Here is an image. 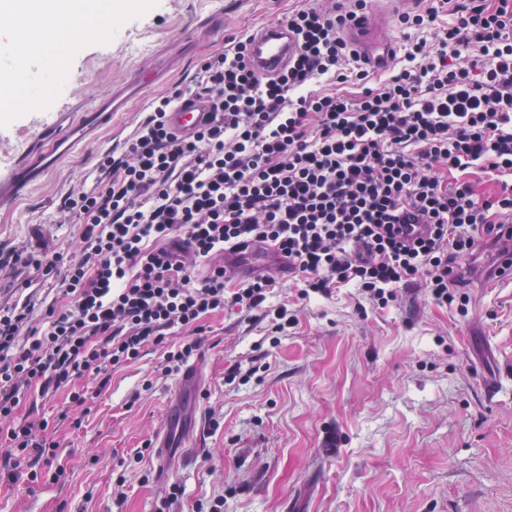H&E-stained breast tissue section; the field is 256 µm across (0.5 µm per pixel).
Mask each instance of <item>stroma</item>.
<instances>
[{
	"instance_id": "stroma-1",
	"label": "stroma",
	"mask_w": 512,
	"mask_h": 512,
	"mask_svg": "<svg viewBox=\"0 0 512 512\" xmlns=\"http://www.w3.org/2000/svg\"><path fill=\"white\" fill-rule=\"evenodd\" d=\"M318 0H158L106 44L74 57L57 109L69 112L161 58L171 64L150 98L191 86L220 51L212 35L249 33ZM146 106L134 105L43 184L0 208V241L40 253L66 247L78 225L53 221L55 206L94 179L100 158L121 153ZM43 120L28 112L0 128V175ZM468 313L431 303L424 288L400 290L388 308H360L338 293L308 301L289 284L269 304L289 303L299 322L272 335L257 312L207 317L196 336L202 382L184 403L183 448L135 455L165 425L176 378L149 347L112 368L106 390L81 415L67 391L32 396L23 413L47 422L59 444L42 478L27 462L0 481V512H512V279L483 264L459 271ZM239 377H231V368ZM499 388L488 393V381ZM219 428H212V421ZM66 471L63 482L48 474ZM184 494L165 505L171 481Z\"/></svg>"
}]
</instances>
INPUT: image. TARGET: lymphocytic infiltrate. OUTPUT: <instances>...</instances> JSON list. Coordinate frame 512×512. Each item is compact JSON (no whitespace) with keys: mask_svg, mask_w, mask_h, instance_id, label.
I'll use <instances>...</instances> for the list:
<instances>
[{"mask_svg":"<svg viewBox=\"0 0 512 512\" xmlns=\"http://www.w3.org/2000/svg\"><path fill=\"white\" fill-rule=\"evenodd\" d=\"M365 7L289 13L300 48L275 80L248 69L247 35L225 38L195 77L214 124L178 139L165 124L177 95L152 101L121 156L104 155L92 187L59 206L57 223L80 227L67 248L0 244V287L27 290L0 308V440L15 455L57 452L46 423L19 414L31 394L65 388L86 405L109 367L149 345L177 372L227 306L261 311L275 333L296 323L287 305L267 306L272 277L234 280L221 252L273 244L300 299L352 287L379 310L417 283L466 313L458 270L482 252L492 276L512 274V0H429L399 15L401 59L375 82L339 34ZM323 79L362 90H315ZM27 268L61 277L67 305L30 293Z\"/></svg>","mask_w":512,"mask_h":512,"instance_id":"f902f5d3","label":"lymphocytic infiltrate"}]
</instances>
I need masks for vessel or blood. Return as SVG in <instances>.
Returning <instances> with one entry per match:
<instances>
[{
    "label": "vessel or blood",
    "mask_w": 512,
    "mask_h": 512,
    "mask_svg": "<svg viewBox=\"0 0 512 512\" xmlns=\"http://www.w3.org/2000/svg\"><path fill=\"white\" fill-rule=\"evenodd\" d=\"M368 10L346 20L341 29L344 40L357 53L360 62L370 71L390 68L393 59V41L388 35L395 13L412 7L417 0H370ZM298 52L295 36L284 24L268 23L249 36L248 63L260 78L281 75ZM153 71L140 70L127 81L113 86L111 92L85 105L77 112H57L50 127L37 136L25 155L19 158L0 177V206L16 200L41 182L67 155L74 153L99 129L111 125L119 113L145 99L148 86L154 83ZM214 114L205 97L191 95L174 105L166 115L167 126L181 138L193 136L210 124ZM231 262L239 275H249L254 266L277 265L280 277H287V264L277 263L272 248L256 250L245 257H232ZM200 378V365L188 364L175 383L169 396L168 426H176L181 418L184 395L193 390Z\"/></svg>",
    "instance_id": "vessel-or-blood-1"
}]
</instances>
